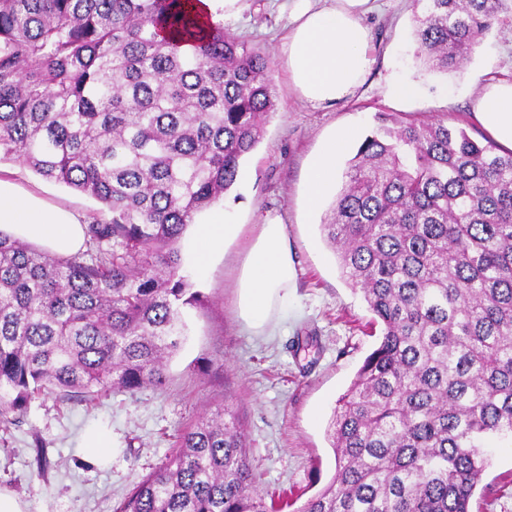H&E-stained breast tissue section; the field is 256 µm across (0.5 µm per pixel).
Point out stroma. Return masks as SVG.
Segmentation results:
<instances>
[{
	"mask_svg": "<svg viewBox=\"0 0 512 512\" xmlns=\"http://www.w3.org/2000/svg\"><path fill=\"white\" fill-rule=\"evenodd\" d=\"M281 4L240 0L224 27L277 60L288 29ZM506 5L472 57L445 73L427 71L415 55L412 0H382L366 18L372 58L366 81L354 97L331 108L296 100L283 71L273 68L277 110L221 205L248 231L265 213L284 219L298 270L287 307L266 333H246L234 288L245 240L228 245L204 274L184 256V271L201 301L182 310L186 336L169 361L165 386L32 400L21 423L0 427V489L17 496L26 512H114L164 462L176 436L219 406L241 418L264 496L292 486L309 497L325 486L335 469L329 418L377 339L363 296L342 278L334 252L307 245L308 238L319 237L325 214L303 210L305 166L335 129L354 126L365 135L382 114L397 125L441 120L481 138L471 117L474 97L484 83L512 80V0ZM405 79L417 84L418 94L401 101L390 87ZM0 176L85 217L99 208L95 199L43 179L16 160L1 161ZM92 430L112 438L115 450L106 464L82 443ZM489 451L470 512H512V439H493Z\"/></svg>",
	"mask_w": 512,
	"mask_h": 512,
	"instance_id": "1",
	"label": "stroma"
}]
</instances>
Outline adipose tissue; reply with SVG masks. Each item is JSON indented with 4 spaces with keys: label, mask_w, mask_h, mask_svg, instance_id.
Wrapping results in <instances>:
<instances>
[{
    "label": "adipose tissue",
    "mask_w": 512,
    "mask_h": 512,
    "mask_svg": "<svg viewBox=\"0 0 512 512\" xmlns=\"http://www.w3.org/2000/svg\"><path fill=\"white\" fill-rule=\"evenodd\" d=\"M287 8L280 65L294 95L319 108L352 96L371 67L370 30L364 18L375 10L376 0H288ZM473 116L499 147L512 151L511 80L487 84L473 101ZM355 137L353 128H340L310 158L303 178L306 213H314L330 195L337 164ZM242 230L224 209H212L206 222L197 226L191 244L196 267L207 271L215 255ZM0 233L58 255L76 253L85 240L81 215L1 177ZM296 282L288 228L280 216H265L238 267L237 317L242 328L255 335L265 332Z\"/></svg>",
    "instance_id": "ef3b65f1"
}]
</instances>
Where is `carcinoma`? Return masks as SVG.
<instances>
[{
    "mask_svg": "<svg viewBox=\"0 0 512 512\" xmlns=\"http://www.w3.org/2000/svg\"><path fill=\"white\" fill-rule=\"evenodd\" d=\"M504 0H414L416 57L459 68ZM190 0H0V160L94 198L84 249L0 234V422L36 394L160 388L180 241L224 199L276 110L268 58ZM321 233L378 343L327 428L336 467L295 512H469L512 434V152L443 121L381 119ZM116 512H279L244 425L204 413Z\"/></svg>",
    "mask_w": 512,
    "mask_h": 512,
    "instance_id": "1",
    "label": "carcinoma"
}]
</instances>
